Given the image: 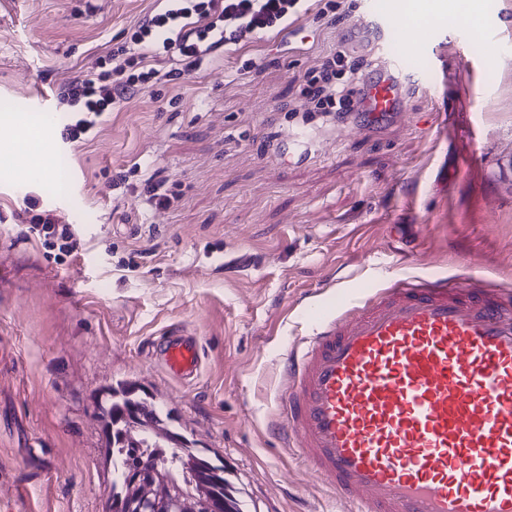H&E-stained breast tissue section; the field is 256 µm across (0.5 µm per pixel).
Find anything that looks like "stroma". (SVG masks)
Masks as SVG:
<instances>
[{"label":"stroma","mask_w":512,"mask_h":512,"mask_svg":"<svg viewBox=\"0 0 512 512\" xmlns=\"http://www.w3.org/2000/svg\"><path fill=\"white\" fill-rule=\"evenodd\" d=\"M407 2L339 0L335 23L308 10L287 37L139 91L74 145L57 88L129 45L155 0H0V512H108L96 405L120 381L221 459L251 512H349L271 429L285 353L342 293L400 275L512 290V175L496 165L512 152V0H443L413 23ZM363 15L401 20L385 34L412 84L401 124L303 121L323 56L379 59ZM46 111L58 119L33 138ZM42 152L69 182L18 183ZM149 178L168 207L147 202ZM30 198L72 225L64 261L26 236ZM173 331L201 345L192 382L159 362Z\"/></svg>","instance_id":"1"}]
</instances>
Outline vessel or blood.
Instances as JSON below:
<instances>
[{"mask_svg": "<svg viewBox=\"0 0 512 512\" xmlns=\"http://www.w3.org/2000/svg\"><path fill=\"white\" fill-rule=\"evenodd\" d=\"M407 89L398 60L371 70L351 128L399 118ZM161 362L194 378L196 338ZM282 376L277 432L354 512H512V292L396 280L318 317Z\"/></svg>", "mask_w": 512, "mask_h": 512, "instance_id": "b4317fda", "label": "vessel or blood"}]
</instances>
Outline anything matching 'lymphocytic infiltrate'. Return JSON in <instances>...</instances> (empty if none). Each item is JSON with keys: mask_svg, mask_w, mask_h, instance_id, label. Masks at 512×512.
Segmentation results:
<instances>
[{"mask_svg": "<svg viewBox=\"0 0 512 512\" xmlns=\"http://www.w3.org/2000/svg\"><path fill=\"white\" fill-rule=\"evenodd\" d=\"M185 12L196 19L197 28L184 37H173L177 16L161 13L151 15L137 25L131 37L139 46L138 54H127L118 48L112 54L116 64L111 71L88 72L72 78L61 86L60 100L75 106L76 115L64 128L68 142L86 140L88 134L103 120L113 105L126 94L144 87L157 78L159 72L148 61L157 56L168 57L173 66L170 76L180 78L191 74L202 62L203 44L209 33L221 29L225 44L239 41L241 31L270 32L300 13L301 0H180ZM360 66L349 61L345 50L324 56L320 63L304 75L300 93L311 104L304 121L316 118H340L357 111L355 85ZM26 232L42 240L45 247L58 249L60 255H70L77 246L70 225L61 223L51 211L41 209L35 199H28L24 209Z\"/></svg>", "mask_w": 512, "mask_h": 512, "instance_id": "f902f5d3", "label": "lymphocytic infiltrate"}]
</instances>
